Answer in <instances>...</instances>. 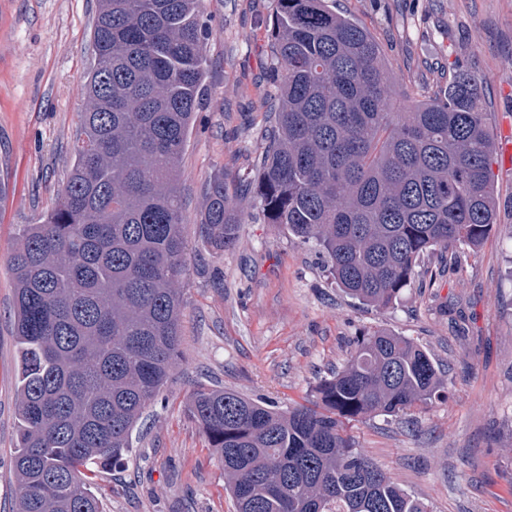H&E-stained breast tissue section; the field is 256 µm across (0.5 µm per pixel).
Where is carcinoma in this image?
I'll use <instances>...</instances> for the list:
<instances>
[{
  "label": "carcinoma",
  "instance_id": "1",
  "mask_svg": "<svg viewBox=\"0 0 512 512\" xmlns=\"http://www.w3.org/2000/svg\"><path fill=\"white\" fill-rule=\"evenodd\" d=\"M97 2L69 178L9 261L12 512H101L93 467L123 459L179 358L188 261L177 172L210 32L200 0ZM272 41L281 79L255 165L262 211L315 244L338 287L387 307L426 255L495 231L478 77L459 72L444 97L392 111L378 44L327 0H278ZM243 223L216 175L201 236L231 249ZM446 386L411 339L373 330L305 404L279 410L201 384L188 412L224 464L236 512H430L356 448L349 426L406 415Z\"/></svg>",
  "mask_w": 512,
  "mask_h": 512
}]
</instances>
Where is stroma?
Here are the masks:
<instances>
[{"mask_svg": "<svg viewBox=\"0 0 512 512\" xmlns=\"http://www.w3.org/2000/svg\"><path fill=\"white\" fill-rule=\"evenodd\" d=\"M368 28L398 112L481 80L494 140L512 128V0H329ZM213 34L205 95L179 186L189 272L181 283V358L138 420L124 465L98 466L102 512H235L224 466L190 417L198 384L279 408L310 398L343 367L353 339L386 329L416 342L451 384L403 417L354 423L357 448L430 512H512V157L496 154L497 230L458 264L426 256L393 305H362L338 288L313 244L270 224L255 163L275 92L271 32L278 0H203ZM97 0H0V512L15 496L17 353L9 259L23 225L54 208L81 129V88L95 61ZM245 217L236 247L217 252L199 222L215 175Z\"/></svg>", "mask_w": 512, "mask_h": 512, "instance_id": "35a3bbf8", "label": "stroma"}]
</instances>
